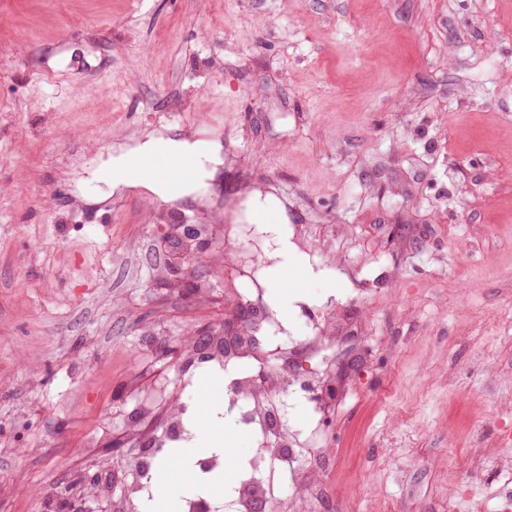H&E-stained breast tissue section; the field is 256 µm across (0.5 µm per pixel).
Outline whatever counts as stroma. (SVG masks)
<instances>
[{
	"label": "stroma",
	"instance_id": "1",
	"mask_svg": "<svg viewBox=\"0 0 512 512\" xmlns=\"http://www.w3.org/2000/svg\"><path fill=\"white\" fill-rule=\"evenodd\" d=\"M149 134L223 144L203 196L91 181ZM256 192L280 233L243 232ZM253 262L290 371L356 330L327 508L512 512V0H0V512L122 496L189 400L234 474L223 373L165 352Z\"/></svg>",
	"mask_w": 512,
	"mask_h": 512
}]
</instances>
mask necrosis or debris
<instances>
[{
    "mask_svg": "<svg viewBox=\"0 0 512 512\" xmlns=\"http://www.w3.org/2000/svg\"><path fill=\"white\" fill-rule=\"evenodd\" d=\"M288 328L269 307H262L236 351V369L230 370L226 395L235 413L238 427L249 431L254 449L248 468L225 499L188 497L182 501V512H252L258 499L268 500L275 508H283L281 499L269 478L272 469H279L289 485L298 490L307 502H320L329 491L324 482V469L320 464L299 460L305 434L291 432L281 419L279 399L293 393L298 387H315L321 400L335 396L334 376L317 372L308 377H288L276 364L277 356L288 342ZM169 434L159 435L156 447L139 457L129 467L130 479L125 495L129 500L143 502L150 498V472L162 448L188 441L192 431L184 408H177L169 419Z\"/></svg>",
    "mask_w": 512,
    "mask_h": 512,
    "instance_id": "4bbe7bcc",
    "label": "necrosis or debris"
}]
</instances>
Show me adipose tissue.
I'll return each mask as SVG.
<instances>
[{
	"instance_id": "adipose-tissue-1",
	"label": "adipose tissue",
	"mask_w": 512,
	"mask_h": 512,
	"mask_svg": "<svg viewBox=\"0 0 512 512\" xmlns=\"http://www.w3.org/2000/svg\"><path fill=\"white\" fill-rule=\"evenodd\" d=\"M160 147L175 155L193 154L198 158L196 172L183 181L179 190H171L167 179L161 177L140 179V186L146 188L153 197L164 201H170L179 196L188 197L197 194L204 187L206 180L214 177L217 167L222 163L219 143L193 141L187 138L152 136L137 143L132 149L117 152L103 164L101 170L95 172L94 178L115 190L130 186L131 181L124 177L123 171L131 155H145Z\"/></svg>"
}]
</instances>
